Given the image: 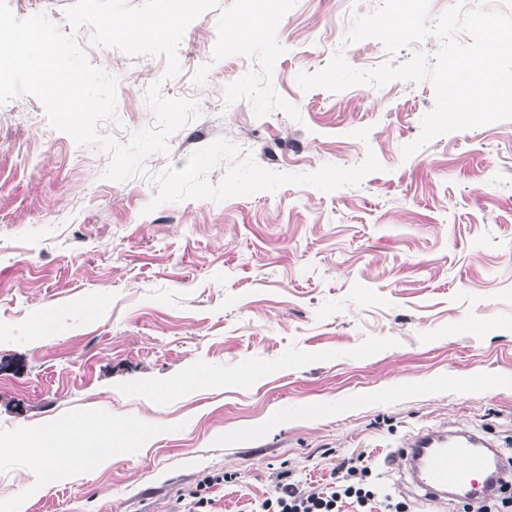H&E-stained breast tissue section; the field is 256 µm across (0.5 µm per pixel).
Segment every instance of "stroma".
Returning a JSON list of instances; mask_svg holds the SVG:
<instances>
[{"mask_svg": "<svg viewBox=\"0 0 512 512\" xmlns=\"http://www.w3.org/2000/svg\"><path fill=\"white\" fill-rule=\"evenodd\" d=\"M72 2L8 0L117 77L102 133L154 127L157 81L202 115L116 182L37 99L0 105V441L88 411L159 436L46 485L0 452V512H184L217 475L206 512H262L282 474L316 487L351 458L395 497L391 452L445 421L512 454V120L407 157L430 81L302 90L337 18L375 0H288L241 56L225 27L246 0H219L169 80L165 58L71 29Z\"/></svg>", "mask_w": 512, "mask_h": 512, "instance_id": "obj_1", "label": "stroma"}]
</instances>
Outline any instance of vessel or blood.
<instances>
[{"label":"vessel or blood","mask_w":512,"mask_h":512,"mask_svg":"<svg viewBox=\"0 0 512 512\" xmlns=\"http://www.w3.org/2000/svg\"><path fill=\"white\" fill-rule=\"evenodd\" d=\"M392 458L431 512L450 501L477 505L494 499L512 481V462L496 442L455 421L419 428Z\"/></svg>","instance_id":"obj_1"}]
</instances>
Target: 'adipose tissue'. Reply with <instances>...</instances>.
I'll use <instances>...</instances> for the list:
<instances>
[{
	"instance_id": "1",
	"label": "adipose tissue",
	"mask_w": 512,
	"mask_h": 512,
	"mask_svg": "<svg viewBox=\"0 0 512 512\" xmlns=\"http://www.w3.org/2000/svg\"><path fill=\"white\" fill-rule=\"evenodd\" d=\"M153 440L154 434L150 430L125 424L106 428L88 414L30 428L23 433L17 446L32 458L41 481L49 484L68 474L73 458H86L91 467L99 469L111 462L114 447L129 441L145 447Z\"/></svg>"
}]
</instances>
